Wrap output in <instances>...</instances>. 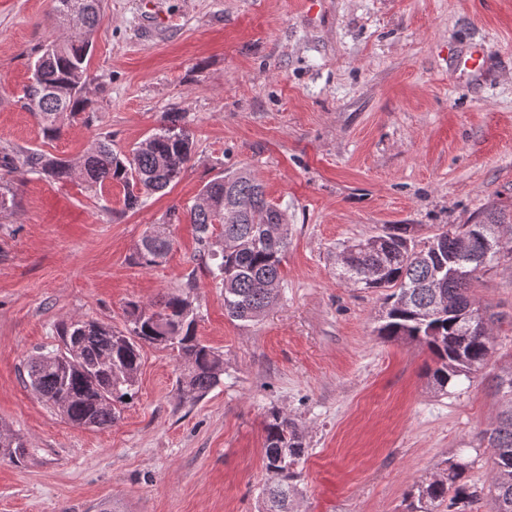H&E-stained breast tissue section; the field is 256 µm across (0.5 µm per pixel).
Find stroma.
I'll use <instances>...</instances> for the list:
<instances>
[{"instance_id": "1", "label": "stroma", "mask_w": 512, "mask_h": 512, "mask_svg": "<svg viewBox=\"0 0 512 512\" xmlns=\"http://www.w3.org/2000/svg\"><path fill=\"white\" fill-rule=\"evenodd\" d=\"M53 0H0V148L75 159L102 133L129 151L180 112L195 149L178 183L128 210L119 187L13 180L0 215V430L29 454L0 458V512H259L264 422L306 436L293 512H410L415 483L446 461L490 477L479 446L501 404L478 374L435 392L426 347L379 338L381 294L336 277L344 246L408 225L415 243L489 210L512 214V0H105L89 60L88 112L44 141L22 106L34 50L69 32ZM480 45V72L455 58ZM249 169L286 210L280 298L250 323L197 267L191 225L167 260L129 257L171 206L223 171ZM194 275L197 334L224 354L221 384L180 398L182 366L145 347L138 394L111 428L77 427L24 381L74 317L123 328L127 303ZM475 299L501 319L492 366L512 359V261Z\"/></svg>"}]
</instances>
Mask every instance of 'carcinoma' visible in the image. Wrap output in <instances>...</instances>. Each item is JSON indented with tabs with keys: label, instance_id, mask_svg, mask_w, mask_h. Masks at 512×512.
<instances>
[{
	"label": "carcinoma",
	"instance_id": "1",
	"mask_svg": "<svg viewBox=\"0 0 512 512\" xmlns=\"http://www.w3.org/2000/svg\"><path fill=\"white\" fill-rule=\"evenodd\" d=\"M103 17V0H54V20L74 29L67 40H51L40 50L24 91V107L36 116L47 141L60 137L65 116L85 111L92 36ZM181 121L177 114H165L147 137L148 146H137L129 154L112 147L110 135L98 137L76 160L38 148L4 151L0 212L14 204L7 184L17 174L55 182L80 178L91 189L116 183L123 188L125 209L145 206L146 196L177 182L191 159L193 139ZM184 220L194 227L200 265L224 291L229 318L253 321L277 301L288 220L266 199L263 184L250 170L222 174L206 183L192 204L170 208L162 223L144 232L131 263L141 268L163 263L174 245L169 226ZM481 224L489 240L504 232L512 237V216L501 211L489 212ZM460 230L459 225L444 227L419 248L406 228L394 225L349 246L348 263L339 265L337 272L339 280L356 288L387 291L377 335L426 346L434 358L430 378L438 392L462 377L471 378L495 353L491 328L480 315L472 286L499 263V256L486 253L477 241L464 245ZM194 288L191 272L184 289L165 297L157 309L129 303L122 330L81 319L61 323L56 328L61 345L28 359V384L71 424L105 429L134 400L142 351L149 345L177 352L183 366L178 385L184 395L192 400L206 396L221 382L224 355L197 336L200 315ZM494 380L507 404L482 433V441L492 449L489 487L468 484L466 464L450 461L446 469L416 485L412 512H437L445 503L455 512H471L486 491L493 503L490 512H512V360L500 367ZM264 431L270 483L261 512H290L298 465L308 448L296 423L278 408L268 410ZM0 455L23 461V439L1 432Z\"/></svg>",
	"mask_w": 512,
	"mask_h": 512
}]
</instances>
